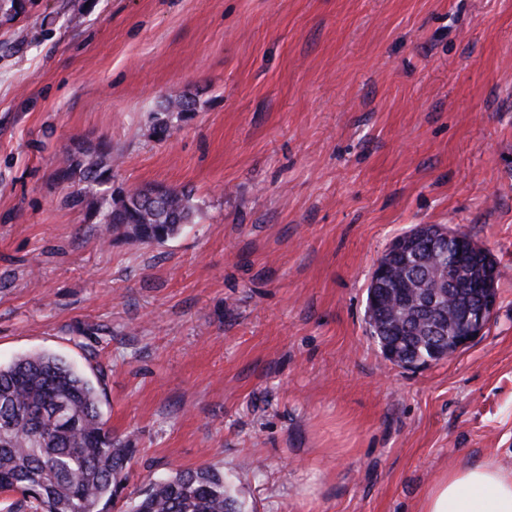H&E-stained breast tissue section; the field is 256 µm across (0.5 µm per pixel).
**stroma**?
<instances>
[{
  "label": "stroma",
  "mask_w": 512,
  "mask_h": 512,
  "mask_svg": "<svg viewBox=\"0 0 512 512\" xmlns=\"http://www.w3.org/2000/svg\"><path fill=\"white\" fill-rule=\"evenodd\" d=\"M87 138L113 190H192L194 223L102 243L55 178ZM420 224L489 249L497 303L404 369L364 309ZM35 352L104 380L119 512L203 464L246 512H415L448 465L512 469V0H39L0 24V364Z\"/></svg>",
  "instance_id": "obj_1"
}]
</instances>
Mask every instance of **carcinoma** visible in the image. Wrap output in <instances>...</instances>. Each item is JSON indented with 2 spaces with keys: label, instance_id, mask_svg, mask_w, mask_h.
I'll use <instances>...</instances> for the list:
<instances>
[{
  "label": "carcinoma",
  "instance_id": "cac0c4a2",
  "mask_svg": "<svg viewBox=\"0 0 512 512\" xmlns=\"http://www.w3.org/2000/svg\"><path fill=\"white\" fill-rule=\"evenodd\" d=\"M37 0H0V23L25 14ZM196 100L183 95L160 111L183 116ZM69 188L65 202L99 216L112 234L139 243H163L192 223V191L146 186L106 193L112 148L79 142L56 173ZM451 273L392 265L385 287L367 298L369 324L385 357L417 367L448 358L459 335L456 311L474 301L470 288L444 291ZM130 449L112 437L95 385L59 357L35 353L0 365V495L3 512H112L127 479ZM131 512H245L244 504L208 467L178 469L152 484Z\"/></svg>",
  "mask_w": 512,
  "mask_h": 512
}]
</instances>
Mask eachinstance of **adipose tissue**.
<instances>
[{
	"instance_id": "ef3b65f1",
	"label": "adipose tissue",
	"mask_w": 512,
	"mask_h": 512,
	"mask_svg": "<svg viewBox=\"0 0 512 512\" xmlns=\"http://www.w3.org/2000/svg\"><path fill=\"white\" fill-rule=\"evenodd\" d=\"M416 512H512V472L491 461L449 466L422 493Z\"/></svg>"
}]
</instances>
